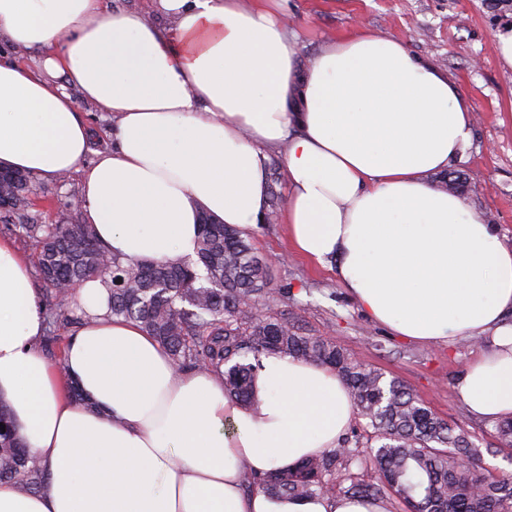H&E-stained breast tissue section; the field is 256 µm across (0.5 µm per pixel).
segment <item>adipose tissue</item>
<instances>
[{"instance_id": "1", "label": "adipose tissue", "mask_w": 512, "mask_h": 512, "mask_svg": "<svg viewBox=\"0 0 512 512\" xmlns=\"http://www.w3.org/2000/svg\"><path fill=\"white\" fill-rule=\"evenodd\" d=\"M168 19L108 0H0V42L39 55L0 62V165L52 182L81 172L86 219L107 251L195 252L202 214L249 233L269 213L282 154L292 249L326 266L373 322L421 344L492 334L458 384L469 412L512 417V246L432 184L472 139L461 87L403 40L356 26L311 61L283 0H158ZM111 113L115 145L89 168V129L68 92ZM86 281L84 326L63 370L43 354L30 265L0 238V402L44 470L32 492L0 483V512H387L331 495L246 492L336 447L355 418L335 371L271 355L255 405L224 378L174 372L165 347L112 317ZM75 381L84 403L71 401Z\"/></svg>"}]
</instances>
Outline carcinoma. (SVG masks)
I'll list each match as a JSON object with an SVG mask.
<instances>
[{
	"label": "carcinoma",
	"instance_id": "cac0c4a2",
	"mask_svg": "<svg viewBox=\"0 0 512 512\" xmlns=\"http://www.w3.org/2000/svg\"><path fill=\"white\" fill-rule=\"evenodd\" d=\"M33 176L8 171L0 179V222L28 239L49 298L48 327L69 314L72 290L90 279L110 290L112 316L131 320L166 346L175 371L207 369L224 376L229 396L253 403L261 358L289 355L336 371L347 385L372 444L346 438L297 467L267 476L244 473L247 492L304 499L321 494L393 499L404 512H512V474L463 470L472 443L458 425L434 413L397 378L359 361L330 336H315L264 312L262 298L285 308L303 302L288 286L271 288L269 263L234 227L204 216L195 256L162 261L123 260L108 253L91 225L64 216L39 224L31 215ZM498 440L512 449V418L495 423ZM376 474L373 482L363 473ZM43 483L38 460L16 435L0 403V482Z\"/></svg>",
	"mask_w": 512,
	"mask_h": 512
}]
</instances>
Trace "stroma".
<instances>
[{
	"label": "stroma",
	"instance_id": "1",
	"mask_svg": "<svg viewBox=\"0 0 512 512\" xmlns=\"http://www.w3.org/2000/svg\"><path fill=\"white\" fill-rule=\"evenodd\" d=\"M294 25L303 33L301 55L309 59L325 39L359 24L402 39L410 50L429 58L457 82L473 107V137L449 171L432 175L443 185L460 174V196L470 210L495 224L512 245V68L497 55L496 35L512 27V7L495 0H287ZM72 98L90 132L87 161L111 147L112 117L98 111L80 93ZM81 176L43 183L33 208L40 223H56L62 214L83 216ZM255 250L271 261L273 284L291 283L305 301L297 317L306 332L332 337L358 361L401 380L434 412L458 424L492 474L512 472V450L503 448L492 422L470 415L457 392L465 366L491 345L490 336L463 339L453 346L416 344L392 335L364 315L342 288L333 270L309 262L288 249L282 224L249 233Z\"/></svg>",
	"mask_w": 512,
	"mask_h": 512
}]
</instances>
